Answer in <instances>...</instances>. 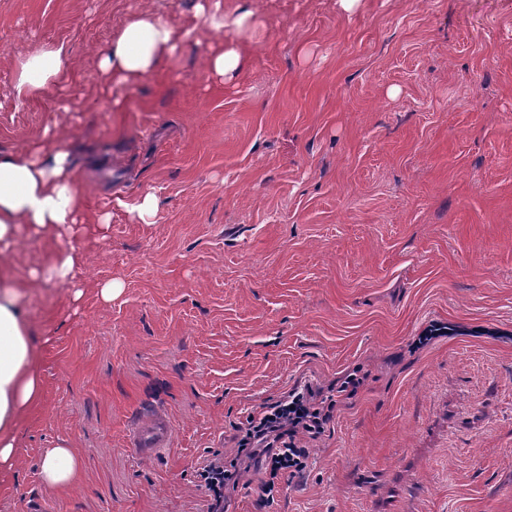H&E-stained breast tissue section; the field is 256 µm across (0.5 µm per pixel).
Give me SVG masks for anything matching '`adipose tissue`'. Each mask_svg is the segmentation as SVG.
Instances as JSON below:
<instances>
[{
	"mask_svg": "<svg viewBox=\"0 0 512 512\" xmlns=\"http://www.w3.org/2000/svg\"><path fill=\"white\" fill-rule=\"evenodd\" d=\"M197 14L217 31L234 33V40L210 52L208 69L233 78L250 66V56L238 38L253 28L256 15L243 0L234 13H225L222 0H199ZM189 31L143 11L133 15L100 51L102 74L116 85H130L161 68L186 44ZM70 60L61 50L40 49L25 57L13 90L20 97L40 95L69 70ZM77 194L67 153L46 152L34 146L16 153L0 154V269L9 265L18 225L37 233H72ZM82 252L67 249L50 263L47 271L30 270L26 286L58 280L71 281L84 263ZM39 338L25 318L16 288L0 283V472L16 461L17 430L21 421L42 401ZM84 462L69 441L47 449L40 467L41 483L52 489L69 486Z\"/></svg>",
	"mask_w": 512,
	"mask_h": 512,
	"instance_id": "adipose-tissue-1",
	"label": "adipose tissue"
}]
</instances>
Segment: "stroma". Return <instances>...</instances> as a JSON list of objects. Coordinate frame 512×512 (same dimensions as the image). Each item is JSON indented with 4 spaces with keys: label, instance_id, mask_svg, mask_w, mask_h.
Listing matches in <instances>:
<instances>
[{
    "label": "stroma",
    "instance_id": "stroma-1",
    "mask_svg": "<svg viewBox=\"0 0 512 512\" xmlns=\"http://www.w3.org/2000/svg\"><path fill=\"white\" fill-rule=\"evenodd\" d=\"M196 3L0 0V153L68 151L88 226L16 233V280L72 247L84 294L24 292L43 398L0 512H206L198 471L235 423L356 366L307 472L266 507L247 473L228 512H512V0H253L231 80L206 56L233 34ZM140 11L192 40L107 85L98 52ZM55 44L71 70L17 99L19 62ZM156 413L170 441L144 454ZM62 439L84 470L54 492ZM84 462L67 440H61L55 448L45 451L41 467V483L52 489L69 486L83 468Z\"/></svg>",
    "mask_w": 512,
    "mask_h": 512
}]
</instances>
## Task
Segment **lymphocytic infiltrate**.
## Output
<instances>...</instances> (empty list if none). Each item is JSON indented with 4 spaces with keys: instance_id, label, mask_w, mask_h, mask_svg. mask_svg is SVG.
I'll return each instance as SVG.
<instances>
[{
    "instance_id": "f902f5d3",
    "label": "lymphocytic infiltrate",
    "mask_w": 512,
    "mask_h": 512,
    "mask_svg": "<svg viewBox=\"0 0 512 512\" xmlns=\"http://www.w3.org/2000/svg\"><path fill=\"white\" fill-rule=\"evenodd\" d=\"M362 383L355 372L328 387L300 383L249 412L237 428L234 454L209 461L200 472L210 497L208 512H224L228 492L249 471L256 474L260 500L273 502L282 478L307 468L310 445L325 434L337 404L355 397Z\"/></svg>"
}]
</instances>
